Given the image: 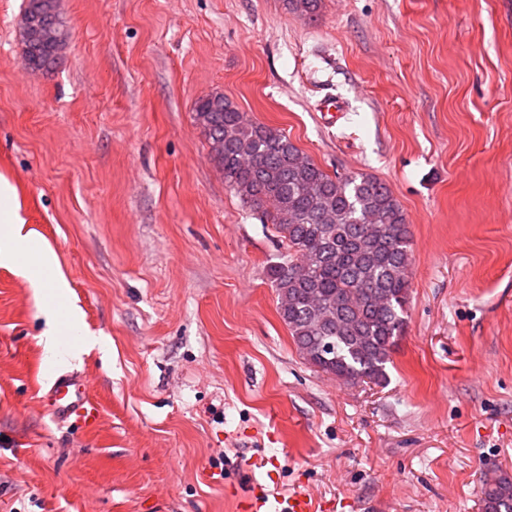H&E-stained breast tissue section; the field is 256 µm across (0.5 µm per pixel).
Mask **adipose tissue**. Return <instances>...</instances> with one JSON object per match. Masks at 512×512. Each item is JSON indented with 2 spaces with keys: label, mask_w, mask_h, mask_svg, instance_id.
<instances>
[{
  "label": "adipose tissue",
  "mask_w": 512,
  "mask_h": 512,
  "mask_svg": "<svg viewBox=\"0 0 512 512\" xmlns=\"http://www.w3.org/2000/svg\"><path fill=\"white\" fill-rule=\"evenodd\" d=\"M21 229V220L15 214L0 225V261L19 263L32 277L36 292L50 299L47 328L40 337L44 359L54 364L79 357L92 339L87 336L78 313L68 303L66 281L55 268L51 254L30 247Z\"/></svg>",
  "instance_id": "adipose-tissue-1"
}]
</instances>
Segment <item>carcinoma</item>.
Segmentation results:
<instances>
[{"label": "carcinoma", "instance_id": "obj_1", "mask_svg": "<svg viewBox=\"0 0 512 512\" xmlns=\"http://www.w3.org/2000/svg\"><path fill=\"white\" fill-rule=\"evenodd\" d=\"M48 0H27L41 23ZM308 19L322 0H285ZM36 67L55 62L35 45ZM194 120L224 176L250 211L272 224L288 253L269 266L277 311L303 358L317 370L355 384H383L386 365L406 327L411 230L388 184L375 176L331 175L282 131L253 120L221 93L200 97ZM482 512H512V476L487 477Z\"/></svg>", "mask_w": 512, "mask_h": 512}]
</instances>
